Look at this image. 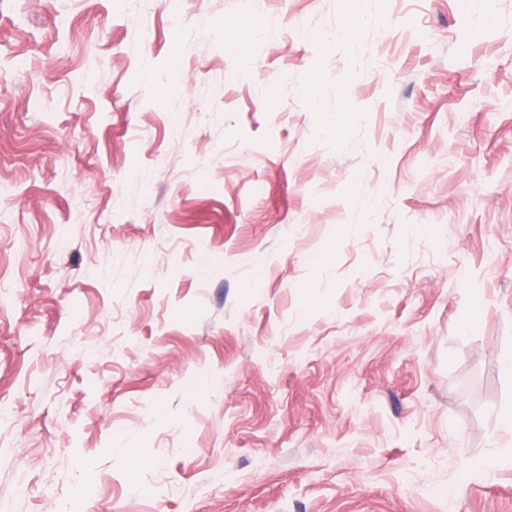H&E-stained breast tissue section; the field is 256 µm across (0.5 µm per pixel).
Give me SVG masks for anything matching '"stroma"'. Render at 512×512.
<instances>
[{"instance_id":"stroma-1","label":"stroma","mask_w":512,"mask_h":512,"mask_svg":"<svg viewBox=\"0 0 512 512\" xmlns=\"http://www.w3.org/2000/svg\"><path fill=\"white\" fill-rule=\"evenodd\" d=\"M512 0H0V512H512Z\"/></svg>"}]
</instances>
